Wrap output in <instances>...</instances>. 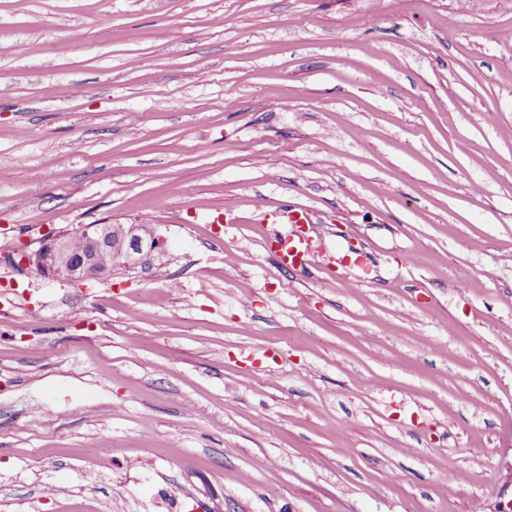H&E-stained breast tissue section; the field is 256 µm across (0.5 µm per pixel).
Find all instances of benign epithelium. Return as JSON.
I'll return each mask as SVG.
<instances>
[{"label": "benign epithelium", "instance_id": "obj_1", "mask_svg": "<svg viewBox=\"0 0 512 512\" xmlns=\"http://www.w3.org/2000/svg\"><path fill=\"white\" fill-rule=\"evenodd\" d=\"M112 224H89L80 234L87 243V251L79 257H74L69 248V241L64 237H57L45 243L28 257L29 264L33 265L41 274L69 282H82L96 279L111 272V269L100 265L98 257L101 250L108 248L113 241ZM125 243L135 245L147 244L148 250L154 251L160 247V238L152 228L145 224H130L119 231Z\"/></svg>", "mask_w": 512, "mask_h": 512}]
</instances>
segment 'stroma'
Instances as JSON below:
<instances>
[{"instance_id": "35a3bbf8", "label": "stroma", "mask_w": 512, "mask_h": 512, "mask_svg": "<svg viewBox=\"0 0 512 512\" xmlns=\"http://www.w3.org/2000/svg\"><path fill=\"white\" fill-rule=\"evenodd\" d=\"M88 224L162 247L17 258ZM509 506L512 0H0V512ZM263 224V248L272 253L279 267L302 272L311 270L323 271L329 264L312 247L308 226V215L291 204L281 205L278 210L266 211L261 214ZM276 224H291L292 233L284 236ZM113 224H89L80 234V237L87 243V251L74 259L69 248L68 238L57 237L50 243H45L28 257V262L33 265L41 274L61 279L69 282H82L96 279L106 273H111L112 269L103 268L98 260L102 249L108 248L109 243H113L112 231ZM122 242H118L116 248L103 252L99 259L100 262L112 268L118 267L121 262L119 249ZM134 236L133 247L137 244L140 245L141 252L138 253L130 247L131 237ZM119 237H122L126 243V254L122 252L125 258V262L128 267L133 268L135 265L141 263L144 256L143 243H146L149 251H154L160 247V238L157 237L149 225L145 224H129L122 225V229L119 231ZM139 239V240H136Z\"/></svg>"}]
</instances>
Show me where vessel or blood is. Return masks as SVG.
Listing matches in <instances>:
<instances>
[{"label": "vessel or blood", "mask_w": 512, "mask_h": 512, "mask_svg": "<svg viewBox=\"0 0 512 512\" xmlns=\"http://www.w3.org/2000/svg\"><path fill=\"white\" fill-rule=\"evenodd\" d=\"M263 224V248L272 253L279 267L302 272L325 270L326 265L311 246L308 235L307 214L295 206L285 204L275 211L261 215ZM288 224L292 227L289 235H282L278 227Z\"/></svg>", "instance_id": "b4317fda"}]
</instances>
